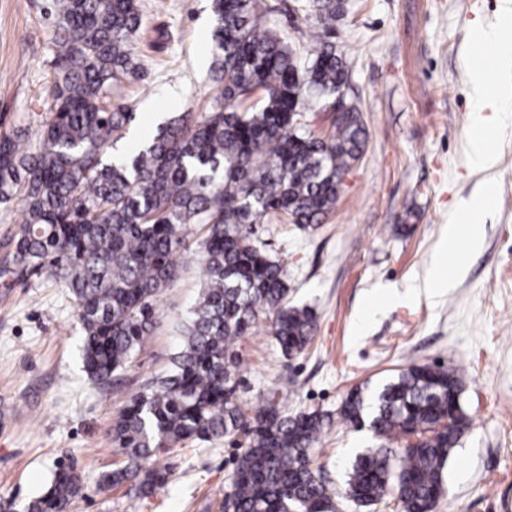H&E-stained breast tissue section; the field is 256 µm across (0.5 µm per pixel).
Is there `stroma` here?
<instances>
[{"label":"stroma","instance_id":"obj_1","mask_svg":"<svg viewBox=\"0 0 512 512\" xmlns=\"http://www.w3.org/2000/svg\"><path fill=\"white\" fill-rule=\"evenodd\" d=\"M261 21L281 32L299 59L314 26L307 0H263ZM501 0H346L333 40L350 72L368 146L347 174L336 207L311 227L260 224L256 237L287 271L289 300L312 309L317 331L285 357L271 318L239 337L245 369L236 401L245 412L278 392L289 412L317 411L331 424L315 464L340 493L356 456L378 446L366 427L337 411L358 387L376 392L408 364L452 366L463 377L470 424L445 467L437 512H512V64L493 62L502 114L489 138L497 158L480 169L467 151L472 133L470 66L479 23L495 22ZM44 0H0V135L31 143L52 115L53 30ZM134 42L143 67L123 82L120 102L141 125L189 106L204 111L214 92L212 0H140ZM492 189L491 210L471 216L480 243L441 266L437 254L461 200ZM452 284L427 290L432 269ZM203 284L189 253L160 296L158 322L110 387L91 383L80 358L82 329L65 289L48 275L0 287V512H24L56 464L78 468L73 512H222L226 478L241 452L223 440L174 452V473L155 495L106 489L101 473L124 456L113 420L130 397L163 374L180 344L178 327ZM401 302L385 304L386 287ZM339 512H399L396 497L372 507L339 501Z\"/></svg>","mask_w":512,"mask_h":512}]
</instances>
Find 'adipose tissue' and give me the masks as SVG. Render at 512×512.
I'll return each mask as SVG.
<instances>
[{
    "label": "adipose tissue",
    "mask_w": 512,
    "mask_h": 512,
    "mask_svg": "<svg viewBox=\"0 0 512 512\" xmlns=\"http://www.w3.org/2000/svg\"><path fill=\"white\" fill-rule=\"evenodd\" d=\"M470 82L474 97L473 133L469 139L470 156L477 167L489 169L496 163L494 154L489 150L488 135L493 128L491 113L499 88L490 79L487 70L477 63L470 67Z\"/></svg>",
    "instance_id": "adipose-tissue-1"
}]
</instances>
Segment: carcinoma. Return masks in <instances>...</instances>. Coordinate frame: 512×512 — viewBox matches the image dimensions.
Segmentation results:
<instances>
[{
  "instance_id": "obj_1",
  "label": "carcinoma",
  "mask_w": 512,
  "mask_h": 512,
  "mask_svg": "<svg viewBox=\"0 0 512 512\" xmlns=\"http://www.w3.org/2000/svg\"><path fill=\"white\" fill-rule=\"evenodd\" d=\"M261 10V0H213L209 107L139 131L129 153L106 163V146L136 119L109 95L140 71L138 0H50L54 114L34 149L20 134L0 136V203L24 202L0 258V285L49 271L74 303L84 371L106 384L154 329L157 300L183 255L199 252L204 285L181 325L179 351L115 419L113 440L125 460L101 475V485L128 483L148 497L172 475L159 449L242 435L248 446L228 478L224 508L338 512L337 494L311 457L331 420L317 411L290 414L273 396L250 415L241 411L235 391L243 364L230 348L267 313L285 356L311 343L315 315L288 303L284 266L257 245L254 226L322 223L368 132L355 104L325 136L305 122L349 81L330 41L344 0H309L314 44L305 64L284 37L260 25ZM190 224L200 240L189 239ZM462 394L455 368L415 363L383 386L368 414L363 391H351L340 418L353 426L370 418L382 445L352 464L342 497L369 507L394 489L402 512L439 506L446 463L469 424ZM399 438L411 446H393ZM80 492L76 467L58 465L26 512H70Z\"/></svg>"
}]
</instances>
